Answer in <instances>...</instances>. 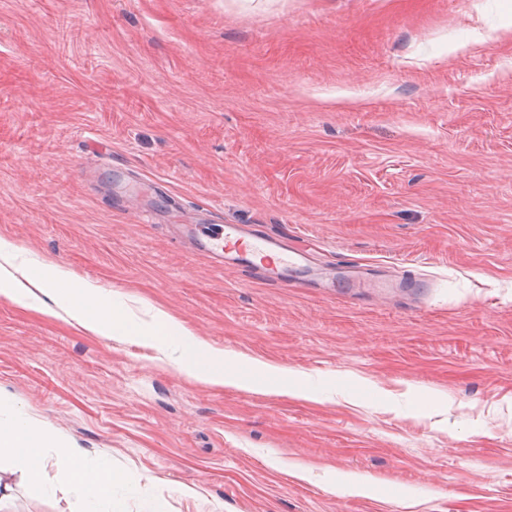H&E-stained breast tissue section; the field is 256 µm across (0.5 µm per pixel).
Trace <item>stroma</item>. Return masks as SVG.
<instances>
[{
	"instance_id": "1",
	"label": "stroma",
	"mask_w": 512,
	"mask_h": 512,
	"mask_svg": "<svg viewBox=\"0 0 512 512\" xmlns=\"http://www.w3.org/2000/svg\"><path fill=\"white\" fill-rule=\"evenodd\" d=\"M199 218L336 285L216 268ZM0 239L254 379L0 296V413L122 472L123 512H512V0H0ZM46 477L0 457V512H85Z\"/></svg>"
}]
</instances>
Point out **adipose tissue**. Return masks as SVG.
<instances>
[{
    "mask_svg": "<svg viewBox=\"0 0 512 512\" xmlns=\"http://www.w3.org/2000/svg\"><path fill=\"white\" fill-rule=\"evenodd\" d=\"M20 253V248L0 243V295L19 305L34 307L44 316L67 315L73 325L92 336L142 337L178 352L180 371L196 380L216 387L236 384L234 374L224 369V353L210 349L165 310L150 307L149 319H141L117 292L77 281L70 270L52 261L40 262L38 271L20 272ZM47 448L53 449L52 458H45L43 451ZM5 453L18 457L32 482H41L50 465L70 475L74 490L90 504L111 501L113 485L122 480L121 474L106 464L94 472L83 471L82 449L35 418L15 415L0 419V455Z\"/></svg>",
    "mask_w": 512,
    "mask_h": 512,
    "instance_id": "1",
    "label": "adipose tissue"
}]
</instances>
